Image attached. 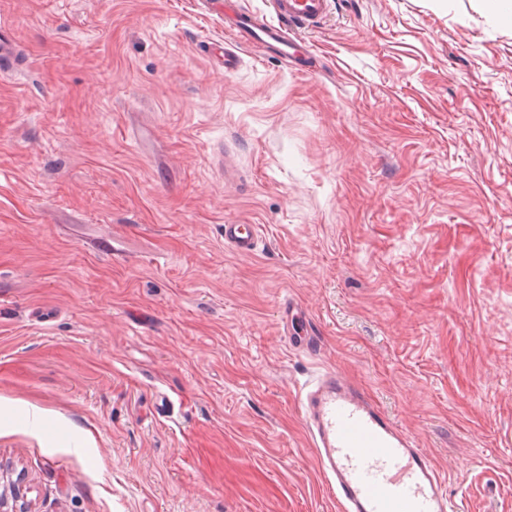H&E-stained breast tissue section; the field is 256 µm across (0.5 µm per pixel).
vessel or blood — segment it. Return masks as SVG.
<instances>
[{
	"label": "vessel or blood",
	"instance_id": "b4317fda",
	"mask_svg": "<svg viewBox=\"0 0 512 512\" xmlns=\"http://www.w3.org/2000/svg\"><path fill=\"white\" fill-rule=\"evenodd\" d=\"M276 22L257 20L224 0V29L235 43L294 62L301 30L328 14L331 0H270ZM224 241L256 250L259 227L228 224ZM303 419L320 475L339 512H451L446 479L430 455L370 397L330 370L301 389Z\"/></svg>",
	"mask_w": 512,
	"mask_h": 512
}]
</instances>
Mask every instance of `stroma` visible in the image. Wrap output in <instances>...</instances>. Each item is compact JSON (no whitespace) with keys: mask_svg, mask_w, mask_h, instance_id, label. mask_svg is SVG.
<instances>
[{"mask_svg":"<svg viewBox=\"0 0 512 512\" xmlns=\"http://www.w3.org/2000/svg\"><path fill=\"white\" fill-rule=\"evenodd\" d=\"M0 25L1 500L21 473L32 512H337L298 403L334 369L459 512H512L511 24L332 0L303 67L231 73L222 0ZM259 241L257 224H228L224 227V243L235 250L250 253L256 250Z\"/></svg>","mask_w":512,"mask_h":512,"instance_id":"obj_1","label":"stroma"}]
</instances>
